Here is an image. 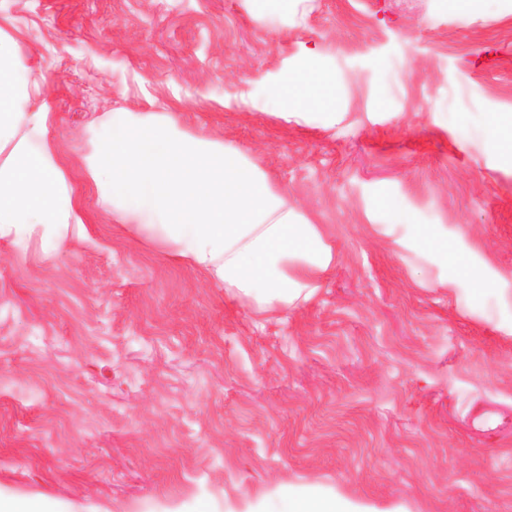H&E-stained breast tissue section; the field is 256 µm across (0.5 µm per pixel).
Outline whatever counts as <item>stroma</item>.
Masks as SVG:
<instances>
[{
  "label": "stroma",
  "instance_id": "stroma-1",
  "mask_svg": "<svg viewBox=\"0 0 512 512\" xmlns=\"http://www.w3.org/2000/svg\"><path fill=\"white\" fill-rule=\"evenodd\" d=\"M46 78L87 233L0 249V488L80 512L223 505L317 480L411 512H512V163L449 107L512 115V15L444 0H0ZM335 120L247 111L305 50ZM246 153L336 261L288 312L223 289L95 209L81 157L115 109ZM414 222L448 238L417 248ZM306 0H248L253 11L259 15L288 14L297 10ZM385 208L391 215L398 218L402 224L412 225L413 238L420 247L447 258L448 239L440 238L432 228L424 224H414L408 215L401 213L399 210L393 209L387 205H385Z\"/></svg>",
  "mask_w": 512,
  "mask_h": 512
}]
</instances>
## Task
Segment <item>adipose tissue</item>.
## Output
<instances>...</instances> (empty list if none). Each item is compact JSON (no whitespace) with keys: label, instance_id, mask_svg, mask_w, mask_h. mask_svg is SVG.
<instances>
[{"label":"adipose tissue","instance_id":"adipose-tissue-1","mask_svg":"<svg viewBox=\"0 0 512 512\" xmlns=\"http://www.w3.org/2000/svg\"><path fill=\"white\" fill-rule=\"evenodd\" d=\"M45 78L22 63L18 37L0 28V241L39 240L56 252L84 228L63 152L50 138ZM340 100L329 66L308 53L285 70L260 111L301 119L336 116ZM96 205L115 223L204 271L232 300L257 311L287 310L313 299L334 258L319 225L295 211L249 156L223 140L183 129L168 113L115 109L82 159ZM224 512H411L319 481L275 482L225 497Z\"/></svg>","mask_w":512,"mask_h":512}]
</instances>
